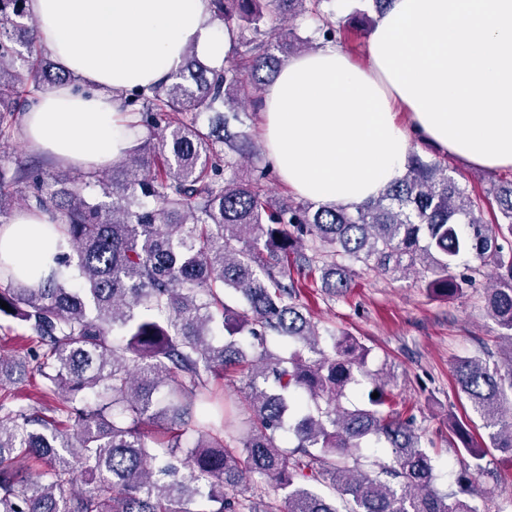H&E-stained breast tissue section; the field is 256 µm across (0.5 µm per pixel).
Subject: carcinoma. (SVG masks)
Instances as JSON below:
<instances>
[{
	"label": "carcinoma",
	"instance_id": "1",
	"mask_svg": "<svg viewBox=\"0 0 512 512\" xmlns=\"http://www.w3.org/2000/svg\"><path fill=\"white\" fill-rule=\"evenodd\" d=\"M325 0H212L244 61L214 69L186 52L175 81L124 97L136 139L106 172L59 174L27 164L0 171V223L19 209L47 215L59 233L57 268L33 284L0 264V319L25 327L35 345L0 356V389L28 375L61 399L44 406L0 398V512H478L484 459L512 462V180L490 182L497 207L471 196L448 168L414 154L378 198L346 208L279 199L264 190L268 165L248 175L237 158L246 140L231 122L255 107L289 55L311 39L265 30V18H317L336 40ZM36 21L28 0H0V139L35 96L77 77L25 56ZM212 112L207 127L195 115ZM91 185L107 206L83 194ZM311 254H306L304 249ZM478 262L454 272L456 259ZM361 263L383 273L421 274L425 288L458 298L476 277L487 315L507 343L503 355L458 357V392L488 431L450 425L469 456L458 491L436 487L435 463L415 418L392 408L391 388L371 380L360 406L342 405L364 374L369 347L328 331L330 350L300 303L291 269L320 274L330 296L351 287ZM276 336L288 354L269 351ZM245 374L241 413L212 382ZM378 397H372L373 393ZM373 440L388 459L366 469L359 450ZM257 475L282 498L245 495Z\"/></svg>",
	"mask_w": 512,
	"mask_h": 512
}]
</instances>
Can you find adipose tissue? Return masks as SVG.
I'll use <instances>...</instances> for the list:
<instances>
[{
    "instance_id": "1",
    "label": "adipose tissue",
    "mask_w": 512,
    "mask_h": 512,
    "mask_svg": "<svg viewBox=\"0 0 512 512\" xmlns=\"http://www.w3.org/2000/svg\"><path fill=\"white\" fill-rule=\"evenodd\" d=\"M36 37L89 93L59 86L23 117L31 148L94 171L138 135L118 111L178 70L187 49L220 69L232 49L209 0H29ZM366 67L335 44L285 65L263 98L270 157L299 196L352 207L378 198L407 164L412 134L486 168L512 167V0H391ZM407 110L408 125L397 120ZM47 219L0 226V262L39 276L56 242Z\"/></svg>"
}]
</instances>
